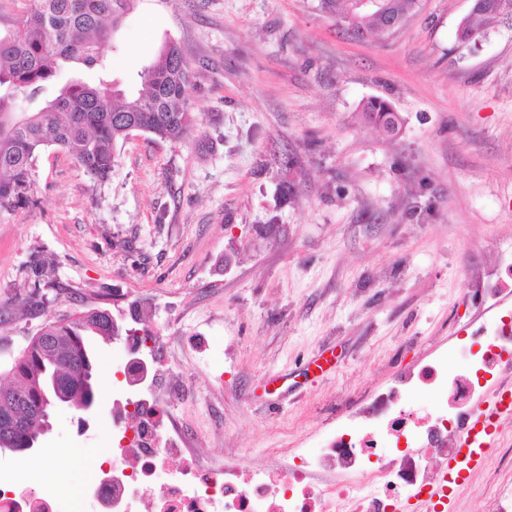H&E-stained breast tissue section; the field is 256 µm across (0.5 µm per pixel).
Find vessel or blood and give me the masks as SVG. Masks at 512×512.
Instances as JSON below:
<instances>
[{"mask_svg": "<svg viewBox=\"0 0 512 512\" xmlns=\"http://www.w3.org/2000/svg\"><path fill=\"white\" fill-rule=\"evenodd\" d=\"M512 419V385L493 390L473 410L455 455L443 466L435 487L421 500L423 512H443L448 485H461L483 468L497 444L505 421Z\"/></svg>", "mask_w": 512, "mask_h": 512, "instance_id": "obj_1", "label": "vessel or blood"}]
</instances>
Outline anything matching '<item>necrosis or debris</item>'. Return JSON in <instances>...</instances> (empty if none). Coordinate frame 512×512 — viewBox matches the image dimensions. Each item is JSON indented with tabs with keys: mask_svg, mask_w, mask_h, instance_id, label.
I'll return each mask as SVG.
<instances>
[{
	"mask_svg": "<svg viewBox=\"0 0 512 512\" xmlns=\"http://www.w3.org/2000/svg\"><path fill=\"white\" fill-rule=\"evenodd\" d=\"M143 304L123 337L121 373L136 396L112 404V445L94 462L75 456L85 481L55 493L0 488V512H398L431 486L426 461L447 462L487 384L512 372V320L473 330L450 356L397 375L349 407L348 426L281 471L197 456L168 434V400L154 385L164 345Z\"/></svg>",
	"mask_w": 512,
	"mask_h": 512,
	"instance_id": "4bbe7bcc",
	"label": "necrosis or debris"
}]
</instances>
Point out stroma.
<instances>
[{
	"mask_svg": "<svg viewBox=\"0 0 512 512\" xmlns=\"http://www.w3.org/2000/svg\"><path fill=\"white\" fill-rule=\"evenodd\" d=\"M472 5L420 0L358 40L318 0H137L106 51L112 78L140 88L177 41L197 122L179 143L132 132L102 185L57 149L37 155L32 203L0 214V380L45 321L141 300L198 453L276 468L315 450L343 403L511 313L512 289L495 310L480 290L512 264V18L463 46ZM372 97L403 117L397 137L359 121ZM38 252L51 287L33 308ZM91 343L88 430L54 410L40 451L0 454V483H79L72 450L110 445L122 348ZM507 448L512 423L455 512H483Z\"/></svg>",
	"mask_w": 512,
	"mask_h": 512,
	"instance_id": "stroma-1",
	"label": "stroma"
}]
</instances>
